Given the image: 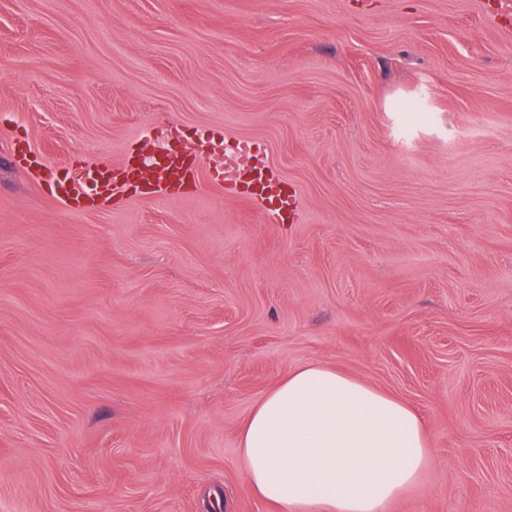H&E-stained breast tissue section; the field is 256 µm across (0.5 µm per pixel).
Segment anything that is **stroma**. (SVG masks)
<instances>
[{
	"label": "stroma",
	"instance_id": "35a3bbf8",
	"mask_svg": "<svg viewBox=\"0 0 512 512\" xmlns=\"http://www.w3.org/2000/svg\"><path fill=\"white\" fill-rule=\"evenodd\" d=\"M210 128L297 210L225 193ZM14 139L201 176L65 206ZM310 362L422 416L388 512H512V0H0V512H274L239 431ZM164 171L166 177L160 181H151V192L170 193L173 190L198 179V166L186 158L175 157L168 153L155 155L145 169L149 178L155 171Z\"/></svg>",
	"mask_w": 512,
	"mask_h": 512
}]
</instances>
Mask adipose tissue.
Returning a JSON list of instances; mask_svg holds the SVG:
<instances>
[{"label": "adipose tissue", "instance_id": "obj_1", "mask_svg": "<svg viewBox=\"0 0 512 512\" xmlns=\"http://www.w3.org/2000/svg\"><path fill=\"white\" fill-rule=\"evenodd\" d=\"M430 458L411 405L319 363L290 370L239 436L248 487L276 512H388Z\"/></svg>", "mask_w": 512, "mask_h": 512}]
</instances>
